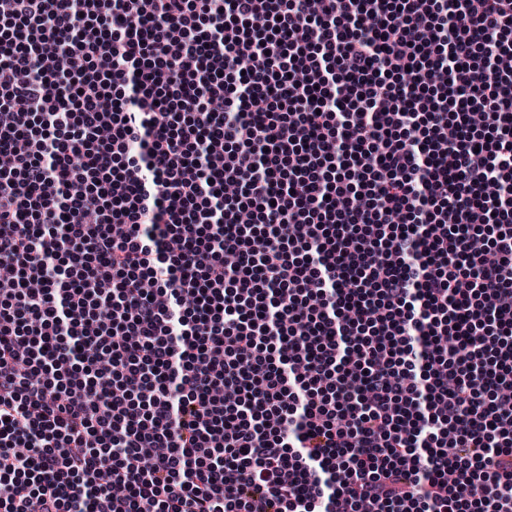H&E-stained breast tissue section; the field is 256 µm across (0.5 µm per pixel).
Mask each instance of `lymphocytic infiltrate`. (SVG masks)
I'll use <instances>...</instances> for the list:
<instances>
[{
    "label": "lymphocytic infiltrate",
    "mask_w": 512,
    "mask_h": 512,
    "mask_svg": "<svg viewBox=\"0 0 512 512\" xmlns=\"http://www.w3.org/2000/svg\"><path fill=\"white\" fill-rule=\"evenodd\" d=\"M0 157V512H512V0H0Z\"/></svg>",
    "instance_id": "1"
}]
</instances>
